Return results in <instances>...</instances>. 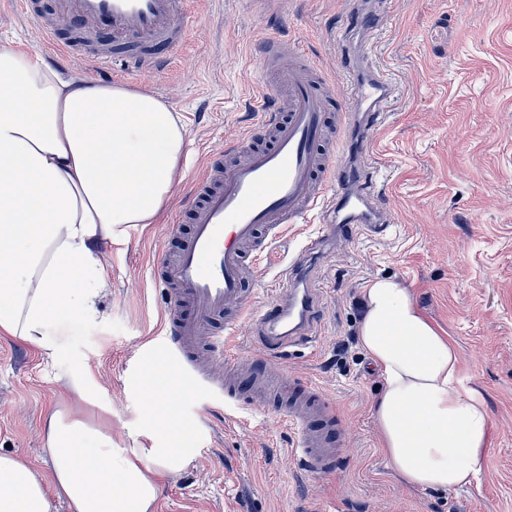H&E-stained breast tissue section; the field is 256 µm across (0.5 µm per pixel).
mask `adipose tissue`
I'll list each match as a JSON object with an SVG mask.
<instances>
[{
  "label": "adipose tissue",
  "mask_w": 512,
  "mask_h": 512,
  "mask_svg": "<svg viewBox=\"0 0 512 512\" xmlns=\"http://www.w3.org/2000/svg\"><path fill=\"white\" fill-rule=\"evenodd\" d=\"M188 130L149 92L62 79L35 52L0 46V333L59 353L52 319L87 323L110 281L103 242L130 224L155 223L171 198ZM382 384L373 407L387 464L410 486L476 484L490 419L469 388L450 337L441 335L396 279L367 283L358 327ZM146 417L164 448H116L104 428L69 408L45 427L47 468L0 455V512H152L162 482L186 463V430L171 405ZM93 447H83L84 439Z\"/></svg>",
  "instance_id": "obj_1"
}]
</instances>
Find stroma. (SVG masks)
I'll use <instances>...</instances> for the list:
<instances>
[{"instance_id":"obj_1","label":"stroma","mask_w":512,"mask_h":512,"mask_svg":"<svg viewBox=\"0 0 512 512\" xmlns=\"http://www.w3.org/2000/svg\"><path fill=\"white\" fill-rule=\"evenodd\" d=\"M383 29L368 41L374 61L390 68L404 94L374 138L386 180L383 202L395 234L334 241L315 269L320 309L315 344L292 348L272 364L281 381L317 383L341 425L336 470L311 479L293 455L295 433L270 404H249L240 384L242 424L224 433V410L206 395L183 401L187 463L164 481L154 512H512V0H376ZM346 0H192L189 38L156 74L92 80L160 96L189 121L186 154L174 193L156 223L131 226L106 245L111 286L98 319L65 313L51 326L58 359L0 335V453L46 466L44 423L61 403L93 425L108 426L116 448H163L162 429L143 413L163 369L130 366L146 356L161 323L162 294L148 265L176 248L169 227L202 156L243 136L260 93L254 48L275 35L339 78L335 32ZM36 22L0 0V46L37 50ZM390 276L457 348L469 386L486 397L490 443L480 481L457 491L407 485L387 465L373 418L380 376L360 349L362 291ZM80 371L94 405L74 402L67 387Z\"/></svg>"}]
</instances>
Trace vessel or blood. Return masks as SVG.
I'll use <instances>...</instances> for the list:
<instances>
[{
  "instance_id": "1",
  "label": "vessel or blood",
  "mask_w": 512,
  "mask_h": 512,
  "mask_svg": "<svg viewBox=\"0 0 512 512\" xmlns=\"http://www.w3.org/2000/svg\"><path fill=\"white\" fill-rule=\"evenodd\" d=\"M188 5L189 0H55L57 19L44 23L40 49L60 58L80 56L92 72L105 65L159 72L186 40ZM67 23L85 38L108 34L112 42L78 52L62 35ZM380 24V15L353 7L342 30L374 33ZM258 55L272 106L240 139L247 157L228 164L223 153L207 155L203 175L189 188L187 238L175 259L158 254L149 268L165 298L149 357L169 367L162 390L178 400L203 390L223 400L220 366L248 364L234 347L246 321H253L267 363L311 341L320 294L309 264L321 255L325 235L305 238L262 307L252 306L268 250L288 229L318 210L335 223L340 239L358 228L383 239L392 228L373 190L375 165H352L349 154L353 130H378L397 102L400 85L393 75L342 55L340 70L351 91L340 96L298 47L269 36L259 42ZM281 418L299 430L294 454L305 470L313 476L333 473L339 431L319 387L305 384Z\"/></svg>"
}]
</instances>
